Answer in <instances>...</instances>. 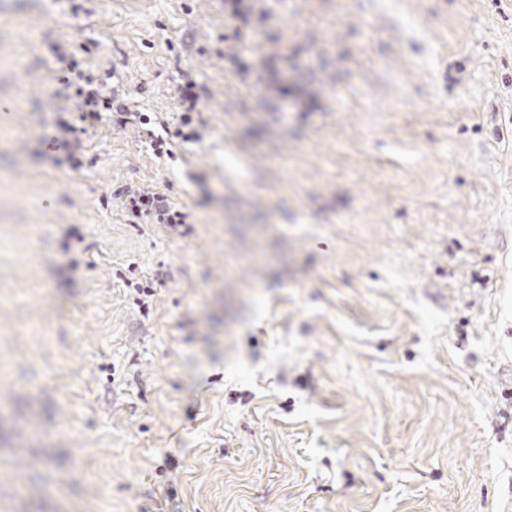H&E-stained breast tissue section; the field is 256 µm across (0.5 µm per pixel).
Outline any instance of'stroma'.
Returning <instances> with one entry per match:
<instances>
[{
    "label": "stroma",
    "mask_w": 512,
    "mask_h": 512,
    "mask_svg": "<svg viewBox=\"0 0 512 512\" xmlns=\"http://www.w3.org/2000/svg\"><path fill=\"white\" fill-rule=\"evenodd\" d=\"M0 512H512V0H0ZM133 206H144L141 211H148L155 223L175 224L174 217H180L178 212L172 213V209L164 196L156 192H139L132 199Z\"/></svg>",
    "instance_id": "1"
}]
</instances>
